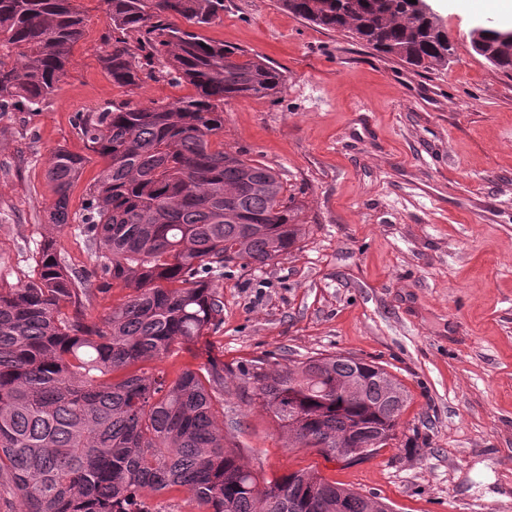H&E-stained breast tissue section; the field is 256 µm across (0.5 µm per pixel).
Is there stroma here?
<instances>
[{"label": "stroma", "instance_id": "stroma-1", "mask_svg": "<svg viewBox=\"0 0 512 512\" xmlns=\"http://www.w3.org/2000/svg\"><path fill=\"white\" fill-rule=\"evenodd\" d=\"M77 4L88 22L60 90L0 117V288L34 277L48 235L73 271L95 266L79 227L101 158L89 155L71 187L68 224L46 220L52 152L88 155L76 114L194 92L161 71L132 90L114 85L99 56L104 6ZM430 5L455 46L439 73L276 0H224L223 19L203 28L283 72L276 96L225 103L210 143L278 172L305 226L299 250L225 275L212 355L238 369L260 356L284 367L351 354L383 365L408 394L398 440L351 466L291 449L241 379L228 381L219 422L268 478L310 468L379 494L392 512H512V79L470 47L487 14L460 0Z\"/></svg>", "mask_w": 512, "mask_h": 512}]
</instances>
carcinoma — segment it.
<instances>
[{"label": "carcinoma", "mask_w": 512, "mask_h": 512, "mask_svg": "<svg viewBox=\"0 0 512 512\" xmlns=\"http://www.w3.org/2000/svg\"><path fill=\"white\" fill-rule=\"evenodd\" d=\"M101 2L109 34L100 59L113 84L140 86L153 75L145 67L162 58L195 94L76 114L105 161L83 219L96 269L72 272L47 237L36 277L0 288V479L23 512H151V500L180 492L196 512H375L374 493L313 470L264 477L216 423L224 374L234 375L210 356L208 337L224 325L219 281L238 264L292 252L303 225L279 173L211 149L210 138L224 129V102L276 95L283 72L199 33L222 18L224 0ZM277 4L428 73L447 69L455 54L438 21L409 0ZM85 26L75 0H0V116L19 101L37 110L55 95ZM480 57L512 78V46L495 33ZM86 161L64 147L53 152L49 222L69 223V190ZM119 286L133 294L88 321L85 303ZM198 345L209 357L196 370L145 368ZM240 375L250 402L296 449L334 460L350 431L362 439L378 431L386 445L397 439L407 393L374 361L320 354L279 368L258 358ZM353 380L359 397L340 388Z\"/></svg>", "instance_id": "obj_1"}]
</instances>
